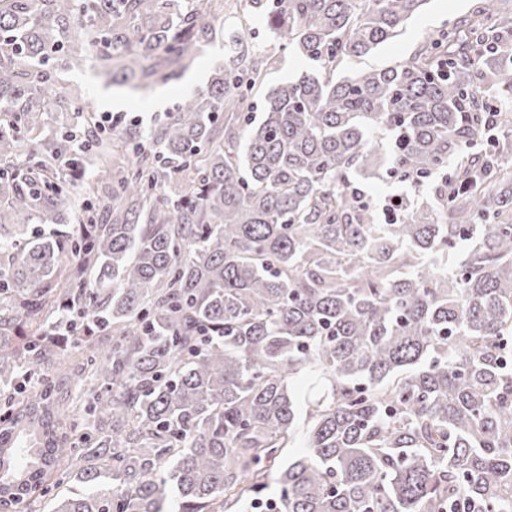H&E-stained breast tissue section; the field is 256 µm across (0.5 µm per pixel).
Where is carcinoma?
<instances>
[{"instance_id":"obj_1","label":"carcinoma","mask_w":512,"mask_h":512,"mask_svg":"<svg viewBox=\"0 0 512 512\" xmlns=\"http://www.w3.org/2000/svg\"><path fill=\"white\" fill-rule=\"evenodd\" d=\"M427 2L245 0L310 64L260 118L243 46L103 137L60 72L150 90L224 0H0V512H512V10L335 77ZM365 191L377 202L380 206L384 204V200L386 197L392 196L390 199L386 200L384 211L385 210H400L403 209L405 203L402 198L393 195H400L403 197H407L409 199H419L426 198L431 194V181H428L425 184L415 185L411 183L407 184H397V183H384L378 182L375 184H369L364 187Z\"/></svg>"}]
</instances>
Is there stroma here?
<instances>
[{"mask_svg": "<svg viewBox=\"0 0 512 512\" xmlns=\"http://www.w3.org/2000/svg\"><path fill=\"white\" fill-rule=\"evenodd\" d=\"M472 0H429L423 12L411 20L399 35L379 46L371 54L351 61L337 72L338 77L352 76L359 72L391 65L410 57L418 48L425 33L437 32L448 23L468 14ZM217 27L218 38L201 52L185 72L167 83L157 85L151 92L131 95L107 88L93 75L92 66L63 73L65 85L84 90L86 103L96 112H120L126 121L149 120L168 112L178 111L186 95L206 86L216 69L222 68L234 48V40L242 30H249L252 51L258 55H270L275 59L273 67L265 72L263 86L255 87L248 101L252 112H260L269 87L297 78L305 69V62L295 56L284 42L270 35L258 18H246L238 9L225 12Z\"/></svg>", "mask_w": 512, "mask_h": 512, "instance_id": "obj_1", "label": "stroma"}]
</instances>
